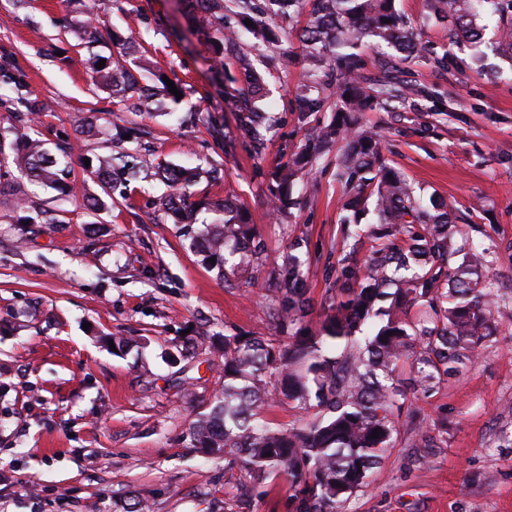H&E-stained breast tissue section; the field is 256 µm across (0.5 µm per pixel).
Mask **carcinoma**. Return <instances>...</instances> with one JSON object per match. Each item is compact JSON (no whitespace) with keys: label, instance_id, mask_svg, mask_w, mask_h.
Listing matches in <instances>:
<instances>
[{"label":"carcinoma","instance_id":"obj_1","mask_svg":"<svg viewBox=\"0 0 512 512\" xmlns=\"http://www.w3.org/2000/svg\"><path fill=\"white\" fill-rule=\"evenodd\" d=\"M182 0L186 15L209 38L210 67L218 77L233 65L243 75L242 85L229 79L225 101L236 113L239 129L256 150L277 122L263 109V78L253 69L241 47L239 33H258L273 47L279 39L271 27L276 19L294 17L300 0ZM432 19L446 24L448 38L457 43H481L478 24L490 10L499 14L493 48L512 59V11L499 0H429ZM88 16L74 31L87 49L86 69L102 92L116 99L117 111L150 112L169 109L180 101L169 92L165 73L154 74L151 87L141 85L134 71L95 51L99 45L117 47L123 57H134L140 46L124 40L95 19L96 0H81ZM250 20L252 25L245 24ZM308 56L310 84L301 95L299 120L322 111L336 98V119L308 128V147L275 172L280 192L272 207L288 204L295 176L333 144L343 143L337 173L346 195L340 223L346 236L372 237L378 244L373 262L363 274L344 266L342 298L326 314L315 336H293L288 344L256 336L224 335L214 346L224 358V385L209 411L193 421L190 445L208 455H222L228 466L244 463L255 482L275 472L291 478L296 512H336L366 484L368 472L383 457L395 431L393 408L404 390L388 385L399 366L409 364L407 388L427 393L447 378L464 375L475 360L476 348L492 335L490 287L483 280L485 252L465 247V231L453 222L448 207L426 200L398 171L388 167L379 151V135L363 123L361 113L372 103L395 108L415 96H427L426 87L385 74L372 82L359 73L356 49L372 39L377 53L399 62L424 51L413 28L398 13L395 0H312L311 19L295 28ZM104 67H97L100 60ZM0 110L7 113L13 164L45 188L65 193L71 189L69 162L72 144L46 146L34 128V116L44 106L34 96L23 70L0 65ZM142 127L114 124L111 140L136 143V148L96 157L89 166L101 183L105 198L126 196L120 189L125 174L150 170L162 177L169 191L158 209L178 215L183 235L201 246L203 260L216 276L225 278V266L236 254L259 255L247 212L228 200H190L189 187L203 173L199 166L156 165ZM214 215L210 223L201 211ZM372 222L363 225V216ZM301 261L290 256L278 269L273 291L277 319L294 321L306 299L299 288ZM389 306H383L384 302ZM414 306L426 308L419 323L408 318ZM423 350L416 351L417 345ZM284 398L315 418L302 427H272L261 409L273 398ZM378 437H372L373 430Z\"/></svg>","mask_w":512,"mask_h":512}]
</instances>
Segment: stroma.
<instances>
[{"instance_id": "1", "label": "stroma", "mask_w": 512, "mask_h": 512, "mask_svg": "<svg viewBox=\"0 0 512 512\" xmlns=\"http://www.w3.org/2000/svg\"><path fill=\"white\" fill-rule=\"evenodd\" d=\"M396 8L423 45L447 52L448 65L419 55L409 77L430 96L393 112L368 109L363 120L381 134L386 163L443 200L486 250L497 332L466 375L406 395L390 448L339 512H512V60L490 58L477 75L470 47L429 21L428 0ZM100 14L151 64L185 80V107L113 111L86 72L85 48L62 30L63 20H80L77 0H29L23 10L0 0V61L28 74L45 107L38 129L50 142L73 141L76 172L73 195L58 200L15 165L0 169L21 187L0 193V512H136L142 503L150 512H295L287 475H270L242 503L239 470L191 448L187 431L224 383L212 342L317 334L339 299L341 259L360 267L371 252L370 240L344 239L336 150L300 175L289 208H270L276 167L306 143L298 111L309 64L289 22L273 63L261 36L243 35L279 124L262 154L241 144L228 154L223 138L186 120L187 107L209 110L226 135L237 133L224 87L207 73L205 38L180 0H100ZM128 122L149 129L156 160L205 169L194 199L246 208L262 256L217 278L154 207L166 187L152 176L130 183L129 201L86 209L83 193L100 189L84 163L105 153L114 124ZM43 209L54 223H28ZM290 254L302 261L309 305L281 324L270 284ZM120 338L134 342L130 353L111 350Z\"/></svg>"}]
</instances>
